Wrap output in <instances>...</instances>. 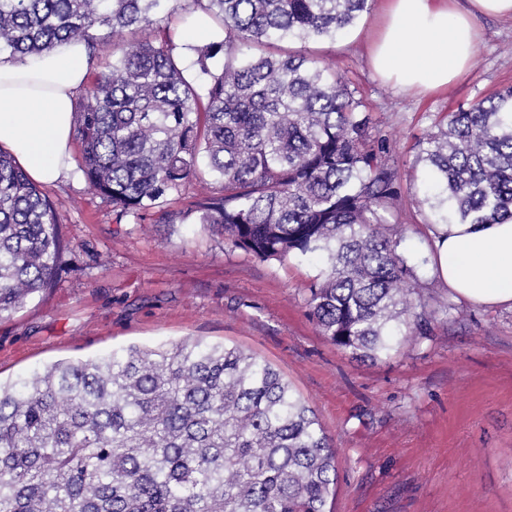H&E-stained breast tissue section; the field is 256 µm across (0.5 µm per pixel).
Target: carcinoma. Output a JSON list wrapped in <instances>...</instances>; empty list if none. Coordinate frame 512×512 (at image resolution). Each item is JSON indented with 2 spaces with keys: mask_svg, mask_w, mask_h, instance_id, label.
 <instances>
[{
  "mask_svg": "<svg viewBox=\"0 0 512 512\" xmlns=\"http://www.w3.org/2000/svg\"><path fill=\"white\" fill-rule=\"evenodd\" d=\"M167 3L224 25V41L196 49L194 75L161 35ZM371 5L0 0V54L112 41L75 111L88 192L135 224L192 217L263 261L319 254L307 299L319 334L378 361L410 328L429 264L408 263L405 229L386 218L399 196L390 144L343 76L264 51L334 39ZM129 30L144 37L120 41ZM418 161L433 223L512 218V88L448 113ZM63 248L53 203L0 151V318L51 288ZM336 481L314 410L236 346L132 345L0 382V512H327Z\"/></svg>",
  "mask_w": 512,
  "mask_h": 512,
  "instance_id": "carcinoma-1",
  "label": "carcinoma"
}]
</instances>
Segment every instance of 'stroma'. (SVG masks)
Masks as SVG:
<instances>
[{
	"mask_svg": "<svg viewBox=\"0 0 512 512\" xmlns=\"http://www.w3.org/2000/svg\"><path fill=\"white\" fill-rule=\"evenodd\" d=\"M383 0L336 39L305 52L342 74L388 138L410 255L426 251L429 211L417 143L459 106L512 86V22L485 19L474 68L437 93L396 91L372 70L369 46ZM175 47L222 41L219 22L165 14ZM41 192L56 207L66 247L48 291L0 319V381L59 360L185 339L242 348L269 363L315 411L337 452L329 512H512V309L455 301L434 272L418 293L420 327L377 362L358 361L318 332L307 288L317 256L261 261L207 225L146 217L116 223L88 195L79 170ZM452 302L451 311L441 309Z\"/></svg>",
	"mask_w": 512,
	"mask_h": 512,
	"instance_id": "stroma-1",
	"label": "stroma"
}]
</instances>
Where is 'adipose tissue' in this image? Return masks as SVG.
Wrapping results in <instances>:
<instances>
[{
  "instance_id": "obj_1",
  "label": "adipose tissue",
  "mask_w": 512,
  "mask_h": 512,
  "mask_svg": "<svg viewBox=\"0 0 512 512\" xmlns=\"http://www.w3.org/2000/svg\"><path fill=\"white\" fill-rule=\"evenodd\" d=\"M490 17L512 21V0H387L372 68L403 90L442 89L472 68L478 24ZM93 63L81 42L37 57L0 55V146L32 180L70 174L74 98ZM427 251L456 299L512 308V219L430 225Z\"/></svg>"
}]
</instances>
